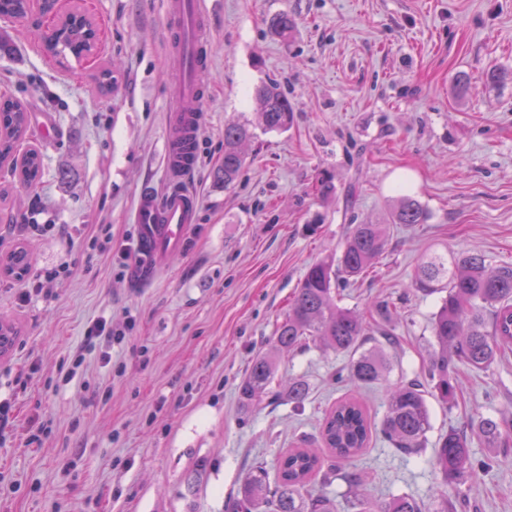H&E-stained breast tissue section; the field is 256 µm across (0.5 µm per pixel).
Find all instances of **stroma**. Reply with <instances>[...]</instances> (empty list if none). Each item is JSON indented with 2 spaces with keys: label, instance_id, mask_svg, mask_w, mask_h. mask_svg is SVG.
I'll list each match as a JSON object with an SVG mask.
<instances>
[{
  "label": "stroma",
  "instance_id": "stroma-1",
  "mask_svg": "<svg viewBox=\"0 0 512 512\" xmlns=\"http://www.w3.org/2000/svg\"><path fill=\"white\" fill-rule=\"evenodd\" d=\"M213 63L203 80L198 162L188 180L196 217L185 252L144 288L128 280L130 213L139 189H163L162 141L176 98L178 62L168 52L164 0H64L100 31L96 59L43 51L35 18L0 20L12 48L0 52V92L31 107L26 145L44 170L29 187L0 167V256L24 246L31 276L68 263L70 274L19 303L23 281L0 274V321L17 334L0 355V392L15 413L0 445V512H225L253 466L274 470L307 439L320 447L328 408L356 396L373 424L386 387L426 381L437 297L412 278L431 250L512 263V0H207ZM295 20L288 37L268 20ZM111 66L112 91L95 76ZM502 74L485 78L489 68ZM278 83L293 106L284 131H264L255 90ZM250 122L247 160L231 187L217 183L224 126ZM426 209L423 224H397L400 196ZM354 224H382L376 267L340 292L368 314L387 300L385 382L338 385L348 355L317 346L284 352L279 380L302 378L296 405L264 400L249 413L238 385L270 347L307 268L339 249ZM105 317L125 338L102 364L87 342ZM84 369L61 370L76 350ZM456 402L430 401L428 449L398 453L380 433L344 473L384 502L408 495L435 512L441 496L458 512H512V441L472 442L486 469L443 485L430 463L441 434L477 414L512 434V351L485 370L458 365ZM46 425L35 433L29 419ZM196 486L186 479L200 461ZM342 477L329 488L351 512Z\"/></svg>",
  "mask_w": 512,
  "mask_h": 512
}]
</instances>
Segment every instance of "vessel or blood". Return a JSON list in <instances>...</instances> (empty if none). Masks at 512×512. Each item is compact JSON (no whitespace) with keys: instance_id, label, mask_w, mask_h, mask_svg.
Wrapping results in <instances>:
<instances>
[{"instance_id":"1","label":"vessel or blood","mask_w":512,"mask_h":512,"mask_svg":"<svg viewBox=\"0 0 512 512\" xmlns=\"http://www.w3.org/2000/svg\"><path fill=\"white\" fill-rule=\"evenodd\" d=\"M166 41L179 56L178 93L164 140V159L172 177L166 191L143 187L133 212L137 238L129 279L150 283L161 266L185 251L194 221L196 196L184 178L196 167V145L208 97L201 76L211 60V41L204 0H168Z\"/></svg>"}]
</instances>
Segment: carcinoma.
<instances>
[{
	"label": "carcinoma",
	"instance_id": "obj_1",
	"mask_svg": "<svg viewBox=\"0 0 512 512\" xmlns=\"http://www.w3.org/2000/svg\"><path fill=\"white\" fill-rule=\"evenodd\" d=\"M31 11L29 0H0V16L25 18ZM294 21L286 12L270 20L272 31L286 36ZM96 29L83 14H71L62 25L42 35L44 50L54 57L71 54L79 59L95 46ZM260 105L259 119L266 131H281L292 120V105L280 87L270 82L256 90ZM28 128V112L12 94H0V166L10 163L11 172L19 173L26 185L37 184L42 176L40 153L29 148L20 151ZM253 136L246 123L224 125V161L216 172L224 187L231 186L243 168V145ZM397 224H423L427 212L421 203L405 195L394 211ZM387 244L384 225L355 224L345 237L340 254H329L306 270L288 313L275 331L272 348L258 355L238 386V400L243 412L251 411L263 396L276 398L274 382L280 352L302 349L310 341L325 349L346 353L348 378L370 386L385 379L390 362L387 349L395 338L383 333L382 339L369 340L366 321L355 310L337 304L339 289L366 275L374 268ZM0 270L21 278L29 270L28 254L20 246L5 260ZM412 285L424 294L448 291L433 316L432 330L436 345L430 355L428 378L430 391L418 382L387 388V412L380 433L396 450L418 455L427 445L431 417L426 395L446 404L456 398L452 374L463 363L484 370L512 347V265L489 269L483 256L471 253L427 254L417 268ZM370 347H365L368 342ZM309 394V384L302 378L288 380V402L302 404ZM372 424L360 401L354 397L336 402L326 411L320 438L328 456L349 460L367 448ZM479 440L486 448H500L508 439L501 424L490 416L476 415L465 428L450 429L440 436L431 464L443 484L460 485L474 471L470 445ZM338 465H325L324 458L310 448H290L280 455L275 476L261 465L253 467L226 512H336V500L310 488L313 478L329 485ZM353 512H423L412 497L399 495L376 503L358 494L351 500Z\"/></svg>",
	"mask_w": 512,
	"mask_h": 512
}]
</instances>
